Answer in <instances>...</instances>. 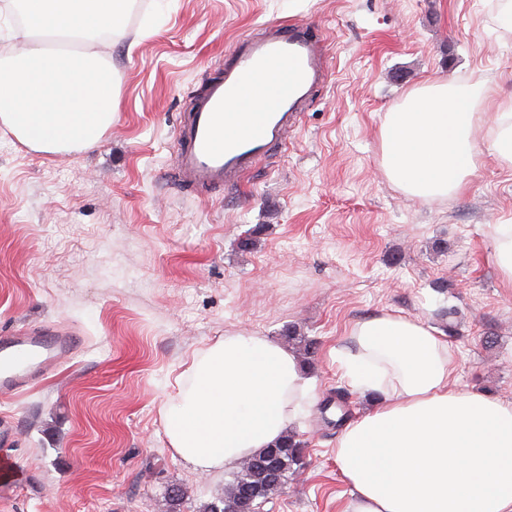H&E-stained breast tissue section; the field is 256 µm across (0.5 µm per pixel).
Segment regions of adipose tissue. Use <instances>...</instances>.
Here are the masks:
<instances>
[{"label":"adipose tissue","mask_w":512,"mask_h":512,"mask_svg":"<svg viewBox=\"0 0 512 512\" xmlns=\"http://www.w3.org/2000/svg\"><path fill=\"white\" fill-rule=\"evenodd\" d=\"M482 88L429 83L386 112L382 166L405 192H460L481 146L512 168V99L477 137ZM337 351L345 376L374 406L348 423L335 461L340 512H512V402L453 387L448 344L430 328L381 314ZM313 386L298 358L261 336L233 334L197 355L164 406L175 452L199 473L234 468L273 447Z\"/></svg>","instance_id":"1"}]
</instances>
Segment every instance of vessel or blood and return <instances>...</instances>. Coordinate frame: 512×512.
<instances>
[{"mask_svg":"<svg viewBox=\"0 0 512 512\" xmlns=\"http://www.w3.org/2000/svg\"><path fill=\"white\" fill-rule=\"evenodd\" d=\"M328 78L322 40L304 25H274L235 49L192 112L176 127L174 171L187 186L237 187L243 174L296 130L304 108ZM260 98L262 106L248 102ZM73 336L44 327L0 336V393L17 392L70 353Z\"/></svg>","mask_w":512,"mask_h":512,"instance_id":"obj_1","label":"vessel or blood"}]
</instances>
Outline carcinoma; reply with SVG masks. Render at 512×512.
Listing matches in <instances>:
<instances>
[{
	"label": "carcinoma",
	"mask_w": 512,
	"mask_h": 512,
	"mask_svg": "<svg viewBox=\"0 0 512 512\" xmlns=\"http://www.w3.org/2000/svg\"><path fill=\"white\" fill-rule=\"evenodd\" d=\"M275 447L283 450L279 479H270L263 467L269 450H264L243 461L228 473V480L224 483V495L207 506L206 512H242L244 503L239 498L242 489L259 491L257 500L264 502L279 492L287 483L288 474L294 472L304 464L305 443L298 435L288 432Z\"/></svg>",
	"instance_id": "cac0c4a2"
}]
</instances>
